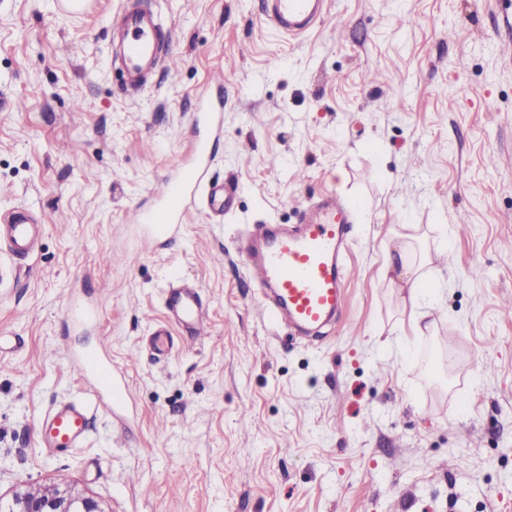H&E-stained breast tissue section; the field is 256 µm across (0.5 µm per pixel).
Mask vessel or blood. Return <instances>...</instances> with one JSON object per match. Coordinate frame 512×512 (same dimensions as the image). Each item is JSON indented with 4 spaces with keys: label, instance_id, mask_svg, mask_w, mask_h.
Wrapping results in <instances>:
<instances>
[{
    "label": "vessel or blood",
    "instance_id": "obj_1",
    "mask_svg": "<svg viewBox=\"0 0 512 512\" xmlns=\"http://www.w3.org/2000/svg\"><path fill=\"white\" fill-rule=\"evenodd\" d=\"M266 19L292 36L306 33L325 16L327 0H263ZM112 59L119 63L129 87H142L149 72L166 63L171 32L160 11L125 7L112 22ZM203 95L195 123L200 132L189 156L155 190L149 206L137 208L133 221L143 236L162 242L178 234L185 214L206 201L213 216L232 208V193L208 181L211 143L224 127V82L216 80ZM352 224L348 208L335 194L326 193L302 210L296 230L274 229L250 239L243 248L244 262L263 288L261 309L270 322L307 337L328 325L345 305L342 286L344 258ZM41 226L27 209L14 208L0 216V242L12 257L26 258L34 251ZM169 317L194 339L207 333L208 320L200 301V287L176 282L164 296ZM70 364L92 393H120L121 387L101 356L74 355ZM90 407L82 400L54 406L40 423L44 447L80 445L89 425Z\"/></svg>",
    "mask_w": 512,
    "mask_h": 512
}]
</instances>
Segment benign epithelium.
Wrapping results in <instances>:
<instances>
[{
    "label": "benign epithelium",
    "instance_id": "benign-epithelium-1",
    "mask_svg": "<svg viewBox=\"0 0 512 512\" xmlns=\"http://www.w3.org/2000/svg\"><path fill=\"white\" fill-rule=\"evenodd\" d=\"M0 512H104L93 497L66 484H53L15 492L0 498Z\"/></svg>",
    "mask_w": 512,
    "mask_h": 512
}]
</instances>
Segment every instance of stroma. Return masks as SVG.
<instances>
[{
  "instance_id": "1",
  "label": "stroma",
  "mask_w": 512,
  "mask_h": 512,
  "mask_svg": "<svg viewBox=\"0 0 512 512\" xmlns=\"http://www.w3.org/2000/svg\"><path fill=\"white\" fill-rule=\"evenodd\" d=\"M160 6L179 65L126 90L109 52L125 0H0V211L33 208L32 258L0 285V496L67 483L103 512H512V0H327L294 38L262 0ZM223 75L212 181L233 213L190 209L166 243L129 212L193 139ZM333 191L350 208L347 305L309 340L257 314L240 246ZM431 278L430 329L387 269L392 233ZM121 262H107L110 254ZM200 286L211 334L172 325L170 283ZM98 312L79 326L69 302ZM178 345L146 347L154 324ZM125 380L84 441L41 418L87 398L68 357Z\"/></svg>"
}]
</instances>
